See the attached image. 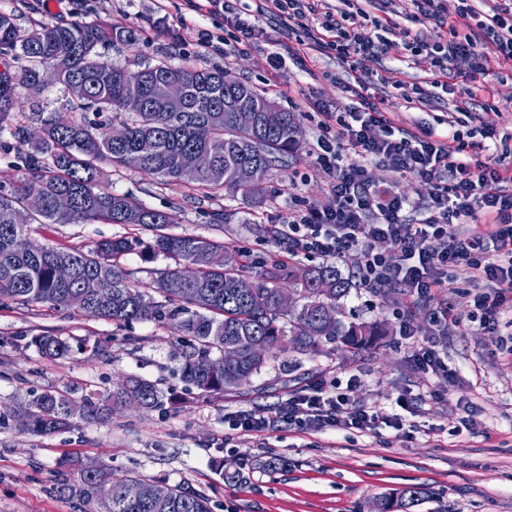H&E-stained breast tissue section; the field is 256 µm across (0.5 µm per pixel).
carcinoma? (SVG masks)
<instances>
[{
	"label": "carcinoma",
	"mask_w": 512,
	"mask_h": 512,
	"mask_svg": "<svg viewBox=\"0 0 512 512\" xmlns=\"http://www.w3.org/2000/svg\"><path fill=\"white\" fill-rule=\"evenodd\" d=\"M134 39V31L97 18L40 24L22 33L13 15L0 12V130L21 107L19 88L41 90L39 75L45 68L56 72L67 92L65 109L76 114L62 123L39 107L40 135L24 125L10 129L30 152L26 176L10 192H0V300L76 308L119 325L137 321L169 327L190 339L181 351V380L205 395L221 394L260 371L266 345L281 353L306 354L324 342L353 349L369 343L375 336L372 326L344 320L341 299L351 284L336 267L311 266L300 273L294 263L274 257L255 272L223 242L172 234L170 214L147 207L132 194L99 187L106 164L153 181L197 183L260 198L266 176L287 167L297 147L295 113L222 69L163 60L132 72L100 52L113 41ZM21 56L29 65L12 70L11 61ZM172 81L186 87L178 106L164 92ZM129 95L141 98V111H125ZM240 104L256 110L250 127L235 121ZM114 114L125 116L119 140L111 137ZM186 153L200 160L190 173L181 166ZM62 193L74 200L66 215L53 206ZM34 223L124 224L133 232L101 240L87 251L44 245L32 252L26 241ZM140 229L152 232L151 243L138 236ZM139 249L174 262L159 272L150 292L131 284L132 272L122 264ZM58 263L71 265V279H56ZM248 276L253 288L243 296L237 284ZM286 286L298 296L290 307L281 302ZM34 344L48 359L71 352L68 341L51 332L36 336ZM166 400L157 383L130 376L100 402L44 390L28 394L7 416L22 433L45 436L70 428L77 418L95 421L128 405L160 408ZM130 481L145 487L142 500L122 495ZM61 489L70 497L97 501L100 512H212L209 498L187 482L115 478L102 467L78 470ZM427 497L426 488L410 486L382 499L379 512H411Z\"/></svg>",
	"instance_id": "1"
}]
</instances>
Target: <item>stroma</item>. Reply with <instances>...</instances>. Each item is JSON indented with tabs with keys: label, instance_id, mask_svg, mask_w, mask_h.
I'll return each mask as SVG.
<instances>
[{
	"label": "stroma",
	"instance_id": "stroma-1",
	"mask_svg": "<svg viewBox=\"0 0 512 512\" xmlns=\"http://www.w3.org/2000/svg\"><path fill=\"white\" fill-rule=\"evenodd\" d=\"M182 2L0 0V12L11 13L21 31L40 22L102 17L138 33L135 42L105 47L115 66L135 71L168 59L218 67L297 114L298 150L288 167L267 176L257 200L225 189L152 181L133 170L106 173L102 188L170 213V233L220 239L258 264L270 254H287L286 244L269 238L267 228L281 227L303 206L323 203L333 179L316 162L319 106L347 115L357 105L352 87L369 79L384 97L388 117L405 128L420 121L436 126L455 109L452 94L420 109L401 98L400 86L427 88L433 82L426 56L396 51L354 69L334 52H316L302 65L287 58L274 72L267 55L297 48L304 37L299 25L288 28L256 16L268 39L223 53L216 49L225 36L223 16L197 15ZM203 31L210 43L200 41ZM474 101L481 107L479 123L463 126L465 140H480L485 127L502 136V148L512 149V66L477 79ZM222 209L229 217L215 223L213 215ZM126 232L121 224H35L30 237L41 245L88 249ZM365 262L364 247L352 245L334 264L352 284L343 300L347 320L376 324L379 336L356 350L326 343L313 355L270 354L246 383L212 396L187 390L180 380L179 338L169 329L152 323L119 328L75 309L0 301V413L32 389L67 387L98 395L129 375L159 382L165 393L184 401L179 409L127 408L104 421L78 419L69 430L42 437L0 420V512H96V503H79L55 490L72 461L106 467L118 477L191 483L208 496L212 512H373L377 498L410 485L430 492L417 512H512V335L479 326L474 297L488 291V282L458 281L434 301L414 302L396 288H364ZM444 307L453 324L437 322L435 313ZM404 322L411 335L401 333ZM45 330L68 339V358L41 356L31 340ZM430 339L446 368L423 375L415 371L413 355ZM353 375L359 378L354 399L386 412L405 390L424 394L418 415L408 420L409 434L385 426L365 433L292 426L241 437L224 422L238 411H273L300 391ZM463 395L470 400V429L455 436L456 402ZM273 458L281 464L271 469ZM223 468L239 470L240 479H223Z\"/></svg>",
	"mask_w": 512,
	"mask_h": 512
}]
</instances>
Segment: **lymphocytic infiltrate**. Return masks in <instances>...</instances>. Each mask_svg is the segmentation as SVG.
<instances>
[{"label": "lymphocytic infiltrate", "instance_id": "1", "mask_svg": "<svg viewBox=\"0 0 512 512\" xmlns=\"http://www.w3.org/2000/svg\"><path fill=\"white\" fill-rule=\"evenodd\" d=\"M239 0H184L197 14H222L236 43L248 45L266 38L265 29L254 26L238 7ZM323 0H262L261 13L281 22L306 23L308 50L333 51L343 60L361 62L403 49L426 54L437 78L435 87L458 93L460 105L444 122L446 134L435 130L418 135L395 126L384 113L360 97L349 119L323 109L316 161L333 175L324 203L298 211L280 230L290 256L338 257L349 245L366 250L365 286L402 288L416 300L431 301L451 287L449 270L464 280L486 279L493 292L478 294L480 326L498 329L505 297H512V194L503 186L512 182V163H504L497 149L488 146L491 131H483V143L466 142L459 130L464 120H477L471 88H455L447 75L450 64L467 59L471 76L485 75L491 63L512 62V0H482L486 12H478L473 0H459L457 16L469 23L465 37L453 34L444 0H409L416 27L401 28L393 36L375 32L362 36L350 23L349 12L322 11ZM379 164L398 180L417 177L432 186L420 219H410L413 202L397 184L381 189L366 177L368 165ZM489 218L496 226L494 257H486L479 238L460 233L459 227ZM391 244L394 255L376 253L378 241ZM345 389H313L289 397L275 414L241 411L229 416L232 429L242 434L269 432L280 426H297L311 432L329 429L371 431L386 426L403 430L405 416L418 412L421 402L410 393L395 399L397 410L386 413L354 402Z\"/></svg>", "mask_w": 512, "mask_h": 512}]
</instances>
